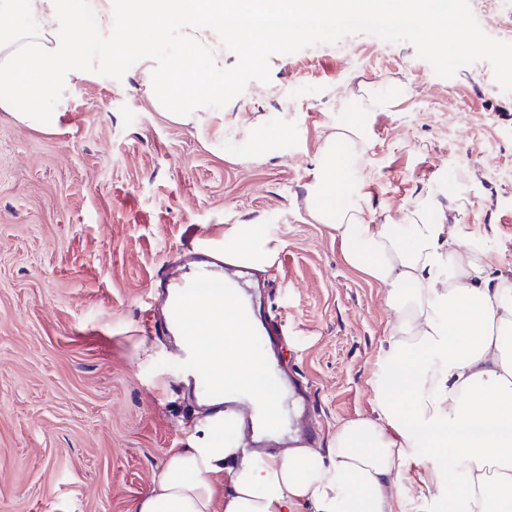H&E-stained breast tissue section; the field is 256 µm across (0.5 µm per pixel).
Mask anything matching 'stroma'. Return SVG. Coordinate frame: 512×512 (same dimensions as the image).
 <instances>
[{
  "label": "stroma",
  "instance_id": "obj_1",
  "mask_svg": "<svg viewBox=\"0 0 512 512\" xmlns=\"http://www.w3.org/2000/svg\"><path fill=\"white\" fill-rule=\"evenodd\" d=\"M456 6L475 35L449 54L398 23L282 37L250 67L247 41L226 40L235 86L205 106L224 115L217 147L155 108L139 50L100 62L93 27L64 22L91 69L64 92L60 131L0 113V512H127L204 423L184 363L145 336L142 299L188 271L184 247L235 224L283 244L257 307L288 327L280 361L307 387L319 439L377 419L396 316L306 197L325 135L358 126L351 203L397 225L417 195L434 211L463 198V223L512 268V0ZM462 483L425 498L408 475L394 512H462Z\"/></svg>",
  "mask_w": 512,
  "mask_h": 512
}]
</instances>
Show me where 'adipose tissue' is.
Segmentation results:
<instances>
[{"label":"adipose tissue","mask_w":512,"mask_h":512,"mask_svg":"<svg viewBox=\"0 0 512 512\" xmlns=\"http://www.w3.org/2000/svg\"><path fill=\"white\" fill-rule=\"evenodd\" d=\"M117 3L144 53L175 30L208 56L206 77L187 70L178 85L155 78L148 92L173 121L216 142L224 138V115L201 106L224 94L227 18H245L234 32L249 39L296 33L280 21L284 12L301 17L313 35L345 17L373 14L426 27L452 48L471 39L455 0H0V13L27 20L0 28V112L58 132L62 93L88 74L61 20L93 22L109 53ZM360 139L355 126L325 137L306 203L315 223L335 230L346 262L383 288L397 317L375 387L380 421L339 425L321 451L243 456L216 415L202 435L168 450L128 512H393V492L411 468L408 450L420 442L432 458L417 473L422 493L445 489L461 458L469 473L462 488L467 512H512V347L502 336L512 326V277L493 273L489 253L460 221L462 205L433 214L417 204L404 216L402 237L344 203L346 162ZM221 242L225 254L258 269L271 267L283 247L262 224L233 225ZM194 346L200 368L215 364L219 383L250 393L261 415L278 416L282 394L267 385L268 362L244 325L209 328ZM409 391L413 402L405 409L400 397Z\"/></svg>","instance_id":"adipose-tissue-1"}]
</instances>
